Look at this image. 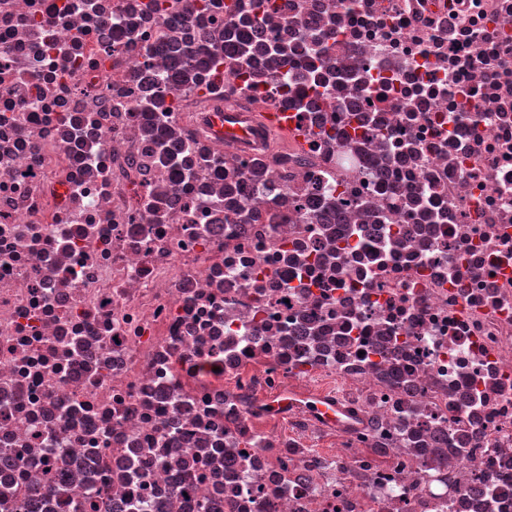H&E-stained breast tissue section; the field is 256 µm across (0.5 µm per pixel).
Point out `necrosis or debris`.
<instances>
[{
    "instance_id": "1",
    "label": "necrosis or debris",
    "mask_w": 512,
    "mask_h": 512,
    "mask_svg": "<svg viewBox=\"0 0 512 512\" xmlns=\"http://www.w3.org/2000/svg\"><path fill=\"white\" fill-rule=\"evenodd\" d=\"M272 2L0 0V512H512V0ZM258 127L243 112L225 111L212 114L207 128L215 137L249 149L259 137ZM293 401H302L315 413L322 414L324 423L329 426L335 427L337 425L338 419L336 416L342 412L339 402H336V397L319 399L295 390H290L277 397L276 400L268 401L265 404L269 406L270 412L286 415Z\"/></svg>"
}]
</instances>
